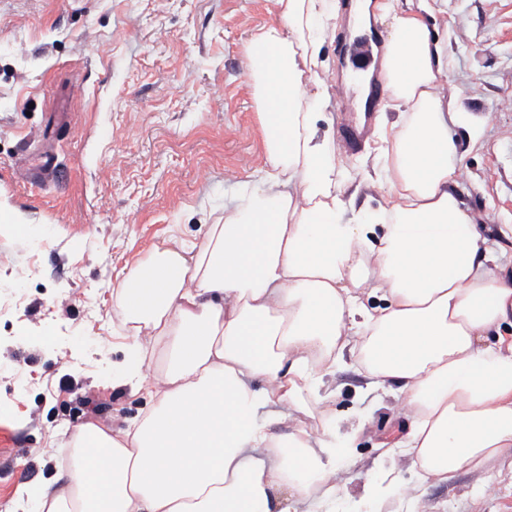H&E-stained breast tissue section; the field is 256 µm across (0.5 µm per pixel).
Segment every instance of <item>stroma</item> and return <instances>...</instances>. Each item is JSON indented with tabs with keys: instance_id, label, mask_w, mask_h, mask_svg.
I'll return each instance as SVG.
<instances>
[{
	"instance_id": "obj_1",
	"label": "stroma",
	"mask_w": 512,
	"mask_h": 512,
	"mask_svg": "<svg viewBox=\"0 0 512 512\" xmlns=\"http://www.w3.org/2000/svg\"><path fill=\"white\" fill-rule=\"evenodd\" d=\"M356 0H331L334 33L317 73L342 197L377 210L365 147L340 119L400 118L380 77L338 94L362 37ZM448 55L447 96L480 130L463 141L455 194L485 236L512 254V0H427ZM270 0H0V200L46 231L30 243L0 228V512L19 487L54 486L79 424L127 429L152 401L116 387L131 339L112 288L170 235L202 241L231 200L260 191L265 133L244 63L275 24ZM336 433L353 450L337 480L347 512L407 432L403 398L371 392L357 352L324 376ZM418 512H512V459L418 492Z\"/></svg>"
}]
</instances>
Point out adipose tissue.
<instances>
[{
    "instance_id": "ef3b65f1",
    "label": "adipose tissue",
    "mask_w": 512,
    "mask_h": 512,
    "mask_svg": "<svg viewBox=\"0 0 512 512\" xmlns=\"http://www.w3.org/2000/svg\"><path fill=\"white\" fill-rule=\"evenodd\" d=\"M271 2L277 24L245 50L267 132L262 194L226 204L202 243L154 245L114 287L133 344L112 383L146 388L153 407L131 430L79 426L65 484L27 497L33 512H299L343 499L346 442L327 427L318 437L275 427L312 405L329 420L318 383L351 344L374 387L392 381L405 396L404 449L383 454H404L420 484L512 457V265L453 191L457 108L435 92L449 78L438 38L389 0L357 7L362 22L391 21L380 77L406 114L377 129L384 203L357 214L316 128L328 4ZM159 347L158 380L143 385ZM396 502L416 500L393 466L353 512Z\"/></svg>"
}]
</instances>
